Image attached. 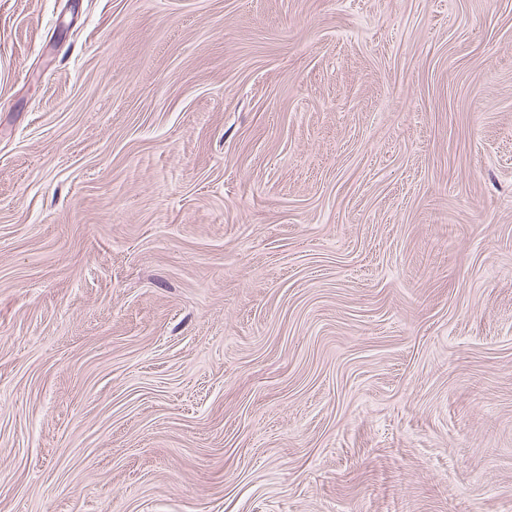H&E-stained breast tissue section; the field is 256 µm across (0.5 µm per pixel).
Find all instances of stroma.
<instances>
[{"mask_svg": "<svg viewBox=\"0 0 512 512\" xmlns=\"http://www.w3.org/2000/svg\"><path fill=\"white\" fill-rule=\"evenodd\" d=\"M0 512H512V0H0Z\"/></svg>", "mask_w": 512, "mask_h": 512, "instance_id": "stroma-1", "label": "stroma"}]
</instances>
